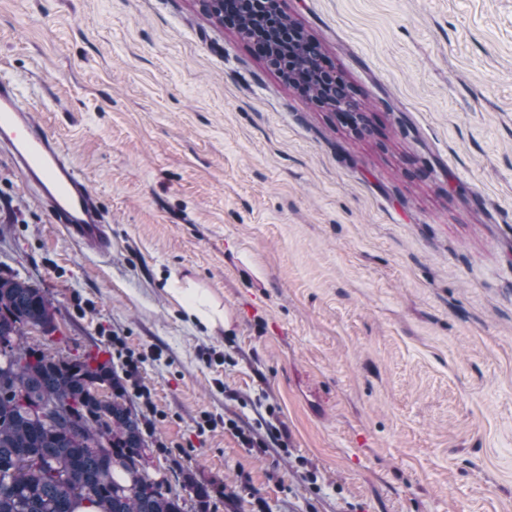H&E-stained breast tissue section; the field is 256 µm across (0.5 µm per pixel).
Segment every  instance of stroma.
<instances>
[{
  "instance_id": "1",
  "label": "stroma",
  "mask_w": 512,
  "mask_h": 512,
  "mask_svg": "<svg viewBox=\"0 0 512 512\" xmlns=\"http://www.w3.org/2000/svg\"><path fill=\"white\" fill-rule=\"evenodd\" d=\"M282 7L365 129L200 0H0V73L112 221L82 250L0 150V273L215 512H512V0ZM170 286L165 289L177 299L191 320L199 322L208 330L224 324V311L209 293L196 288L191 282L181 285L178 280H172Z\"/></svg>"
}]
</instances>
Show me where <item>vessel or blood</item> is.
Instances as JSON below:
<instances>
[{"label":"vessel or blood","mask_w":512,"mask_h":512,"mask_svg":"<svg viewBox=\"0 0 512 512\" xmlns=\"http://www.w3.org/2000/svg\"><path fill=\"white\" fill-rule=\"evenodd\" d=\"M0 146L24 179L35 184L56 223L90 252L107 254L112 230L96 195L57 138L33 121L25 96L0 76Z\"/></svg>","instance_id":"obj_1"}]
</instances>
